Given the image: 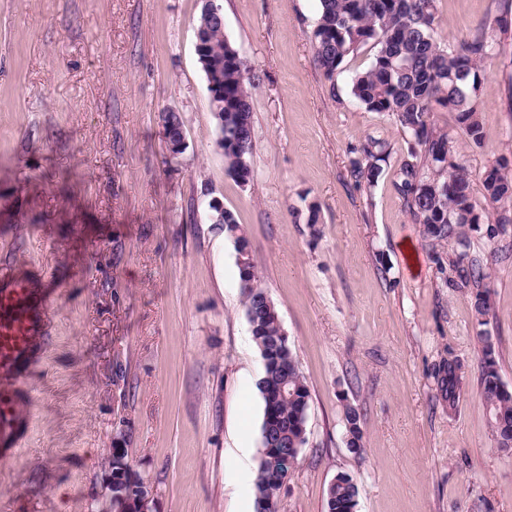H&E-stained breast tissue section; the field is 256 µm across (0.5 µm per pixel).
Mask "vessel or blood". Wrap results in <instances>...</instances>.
Listing matches in <instances>:
<instances>
[{"label": "vessel or blood", "instance_id": "1", "mask_svg": "<svg viewBox=\"0 0 512 512\" xmlns=\"http://www.w3.org/2000/svg\"><path fill=\"white\" fill-rule=\"evenodd\" d=\"M54 288L22 272L0 275V456L14 455L27 434L30 399L20 381L42 360Z\"/></svg>", "mask_w": 512, "mask_h": 512}]
</instances>
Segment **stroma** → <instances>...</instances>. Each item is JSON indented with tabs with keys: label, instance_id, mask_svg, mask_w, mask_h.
Here are the masks:
<instances>
[{
	"label": "stroma",
	"instance_id": "1",
	"mask_svg": "<svg viewBox=\"0 0 512 512\" xmlns=\"http://www.w3.org/2000/svg\"><path fill=\"white\" fill-rule=\"evenodd\" d=\"M246 60L252 176H228L195 54L202 0H0V274L56 290L44 357L27 377L29 430L0 459V512H97L118 433L154 490L153 512H253L261 356L242 303L237 253L207 220L219 199L251 242L310 389L307 438L279 512H326L337 473L358 512H512V455L481 398L477 336L512 389V230L469 232L492 269V310L440 272L446 244L413 223L395 189L408 139L350 90L374 50L328 81L314 62L320 0H220ZM439 41L495 29L502 0H437ZM512 42L482 63V146L462 145L478 209L486 169L512 160ZM184 122L168 156L159 115ZM388 142L375 186L352 150ZM319 208L321 234L306 228ZM455 356V409L434 371ZM361 408L364 451L346 446ZM344 419L347 448L355 454H360L364 451V442L359 407L351 404L346 405Z\"/></svg>",
	"mask_w": 512,
	"mask_h": 512
}]
</instances>
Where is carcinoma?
I'll list each match as a JSON object with an SVG mask.
<instances>
[{
	"mask_svg": "<svg viewBox=\"0 0 512 512\" xmlns=\"http://www.w3.org/2000/svg\"><path fill=\"white\" fill-rule=\"evenodd\" d=\"M437 0H320V17L314 31V60L328 79L341 64L363 47L375 49L370 67L351 81V94L369 112L393 117L409 137L408 158L399 169L395 188L412 221L430 237L451 246L448 265L461 282L476 287L474 309L487 324L492 309L489 268L470 254L466 226L488 223L493 234L512 224V162L501 157L484 174L485 197L493 211H476L468 173L458 162L455 134L441 129L434 115L442 110L456 114V126L468 140L483 141L478 102L480 63L512 31V22L501 19L499 34L480 28L457 46L435 38ZM196 41L207 58V90L220 96L224 110L215 116L216 144L224 152L225 171L251 177V87L247 67L237 49L224 37V26L200 15ZM161 126L173 138L183 131L179 113L160 115ZM350 173L359 185L374 186L389 157L388 144L368 137L354 150ZM224 237L234 243L239 280L244 292V312L251 336L262 359L257 383L263 416L260 456L254 477L256 512H274L281 490L301 449L307 443L310 390L297 356L284 334L277 307L259 287L251 259V246L233 212L224 210ZM481 346L482 397L497 449L512 448V391L501 389L495 347L491 337L477 336ZM435 380L448 408L457 406L463 388L459 359L448 356L435 369ZM346 445L355 454L364 451L361 412L355 405L344 410ZM112 481L135 495H150L152 486L128 461V450L112 461ZM357 482L347 473L336 475L327 489L326 512H351L358 505Z\"/></svg>",
	"mask_w": 512,
	"mask_h": 512,
	"instance_id": "cac0c4a2",
	"label": "carcinoma"
}]
</instances>
